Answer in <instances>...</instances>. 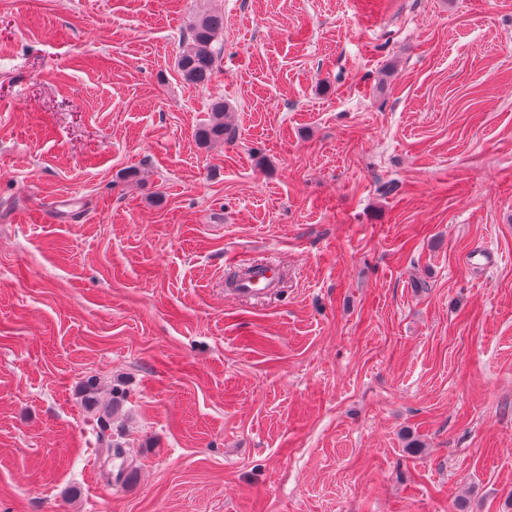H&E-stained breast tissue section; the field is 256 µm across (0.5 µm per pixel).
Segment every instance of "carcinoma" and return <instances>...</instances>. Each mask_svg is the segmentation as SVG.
I'll return each mask as SVG.
<instances>
[{
    "label": "carcinoma",
    "instance_id": "cac0c4a2",
    "mask_svg": "<svg viewBox=\"0 0 512 512\" xmlns=\"http://www.w3.org/2000/svg\"><path fill=\"white\" fill-rule=\"evenodd\" d=\"M223 34V14L203 12L195 18L175 58L177 69L186 83L205 87L211 82L218 66L219 40ZM226 110L223 97L212 100L210 120L197 131L200 141L208 143L224 140L227 134L224 123Z\"/></svg>",
    "mask_w": 512,
    "mask_h": 512
}]
</instances>
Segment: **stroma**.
Instances as JSON below:
<instances>
[{"mask_svg": "<svg viewBox=\"0 0 512 512\" xmlns=\"http://www.w3.org/2000/svg\"><path fill=\"white\" fill-rule=\"evenodd\" d=\"M0 512H512V0H0ZM223 34V14L203 12L195 18L175 58L177 69L186 83L206 87L211 82L218 66V44ZM227 105L224 98L215 97L211 103L210 120L200 127L197 131V137L204 143L224 141V135L227 134V126L224 123V114ZM277 278V273L274 268L267 267L259 269L251 278L242 282L238 293L241 295L263 293L268 288L275 287Z\"/></svg>", "mask_w": 512, "mask_h": 512, "instance_id": "obj_1", "label": "stroma"}]
</instances>
